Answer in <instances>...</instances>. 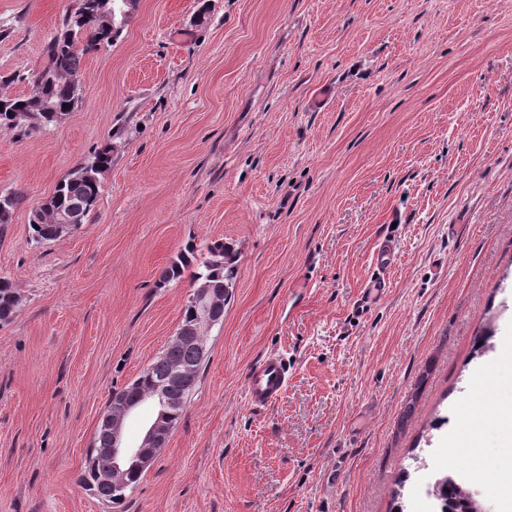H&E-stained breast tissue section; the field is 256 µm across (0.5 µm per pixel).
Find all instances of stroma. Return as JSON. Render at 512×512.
Listing matches in <instances>:
<instances>
[{
    "label": "stroma",
    "instance_id": "stroma-1",
    "mask_svg": "<svg viewBox=\"0 0 512 512\" xmlns=\"http://www.w3.org/2000/svg\"><path fill=\"white\" fill-rule=\"evenodd\" d=\"M72 0H0V92L28 96ZM82 100L0 126V512H110L83 485L113 392L173 340L185 246L237 254L224 322L124 512H414L471 465L512 512V0H134ZM85 224L31 212L102 146ZM396 261L364 300L376 251ZM488 338L490 352L477 344ZM288 362L273 405L250 365ZM19 307V297L7 279H0V324L11 321ZM288 386V365L276 353L259 359L246 376V395L253 408H266L286 391Z\"/></svg>",
    "mask_w": 512,
    "mask_h": 512
}]
</instances>
